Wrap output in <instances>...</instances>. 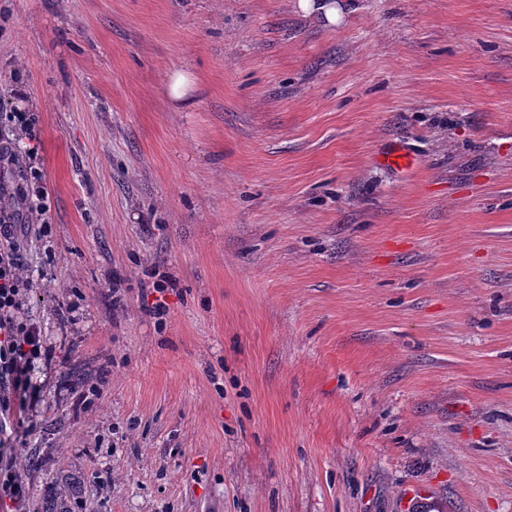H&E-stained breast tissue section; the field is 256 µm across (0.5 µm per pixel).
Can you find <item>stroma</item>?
I'll return each mask as SVG.
<instances>
[{
  "label": "stroma",
  "mask_w": 512,
  "mask_h": 512,
  "mask_svg": "<svg viewBox=\"0 0 512 512\" xmlns=\"http://www.w3.org/2000/svg\"><path fill=\"white\" fill-rule=\"evenodd\" d=\"M342 2L0 0L54 251L25 512H512V0ZM377 164L399 173L411 171L415 165L413 152L404 144L390 142L381 147L374 157Z\"/></svg>",
  "instance_id": "35a3bbf8"
}]
</instances>
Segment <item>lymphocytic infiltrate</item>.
Listing matches in <instances>:
<instances>
[{
	"instance_id": "1",
	"label": "lymphocytic infiltrate",
	"mask_w": 512,
	"mask_h": 512,
	"mask_svg": "<svg viewBox=\"0 0 512 512\" xmlns=\"http://www.w3.org/2000/svg\"><path fill=\"white\" fill-rule=\"evenodd\" d=\"M30 112L0 113V505L19 508L28 500L26 482L5 449L23 447L24 432L14 424L37 396L33 374L50 359L40 321L28 311L34 282L26 273L29 239L49 243L51 209Z\"/></svg>"
}]
</instances>
